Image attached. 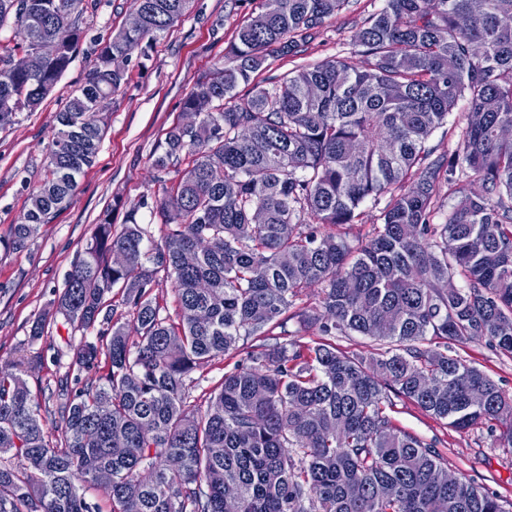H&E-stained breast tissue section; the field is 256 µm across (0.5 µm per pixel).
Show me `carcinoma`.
<instances>
[{"instance_id":"obj_1","label":"carcinoma","mask_w":512,"mask_h":512,"mask_svg":"<svg viewBox=\"0 0 512 512\" xmlns=\"http://www.w3.org/2000/svg\"><path fill=\"white\" fill-rule=\"evenodd\" d=\"M144 20L100 49L85 86L66 98L47 176L12 244L21 248L73 197L94 162L100 111L127 80L124 62L149 50L191 0H142ZM349 0H258L225 60L196 80L155 147L164 173L187 162L152 215L141 206L120 231L95 225L57 300L75 330L103 325L75 349L98 374L44 400L0 366V512H98L84 490L110 491V512H505L500 499L458 478L430 443L398 428L393 389L457 430L486 424L512 447V394L448 353L484 339L512 356V0H385L354 39L366 57L306 64L262 84L270 57L296 53ZM98 0H0V127L39 106L76 57L80 17ZM59 43L36 73L13 71L14 52ZM247 89L244 105L235 102ZM468 100L458 151L429 139ZM481 182L434 223L456 172ZM386 197L380 224L353 248L336 228ZM174 279L178 320L152 295ZM458 277L462 286L448 287ZM324 285L321 309L288 314L303 289ZM133 316L136 338L112 304ZM296 318L324 337L387 345L366 362L326 342L274 335ZM256 336L250 365L188 402L191 374ZM445 343L435 344L433 340ZM56 419L54 439L43 415ZM88 455L99 460L84 469ZM151 470L144 482L140 472Z\"/></svg>"}]
</instances>
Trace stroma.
Listing matches in <instances>:
<instances>
[{
  "label": "stroma",
  "mask_w": 512,
  "mask_h": 512,
  "mask_svg": "<svg viewBox=\"0 0 512 512\" xmlns=\"http://www.w3.org/2000/svg\"><path fill=\"white\" fill-rule=\"evenodd\" d=\"M256 6V0H193L188 14L149 57L130 56L127 81L103 109L104 136L94 163L81 174L70 202L18 249L9 244L13 226L21 222L30 194L46 175L62 100L85 85L100 48L132 14L133 0H100L97 11L83 20L79 51L57 91L0 128V365L21 362L34 395L54 389L63 377L74 389L93 380V373L75 365L73 344L95 338L96 329L81 333L60 318L48 335L34 340L32 323L52 312L53 300L63 291L74 262L104 216L121 225L128 208L140 205L142 222L153 238L161 237V226L150 215L162 197L152 153L164 133L182 121L181 103L197 78L223 58L237 27ZM381 6L382 0H350L302 52L268 59L257 80L278 79L301 65L337 57L365 69L366 58L352 53L351 43ZM254 342V337H242L237 352L194 371L191 398L218 385L226 372L242 363ZM453 351L512 393L511 356L483 340L454 345ZM391 400V417L398 427L433 444L450 472L500 496L507 512H512V448L499 447L487 428L457 430L403 396L395 394Z\"/></svg>",
  "instance_id": "obj_1"
}]
</instances>
